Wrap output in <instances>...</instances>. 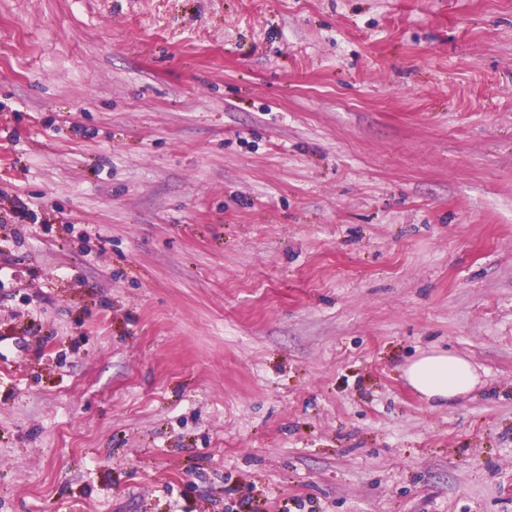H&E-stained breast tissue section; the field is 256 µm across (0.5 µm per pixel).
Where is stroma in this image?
I'll list each match as a JSON object with an SVG mask.
<instances>
[{
	"label": "stroma",
	"instance_id": "35a3bbf8",
	"mask_svg": "<svg viewBox=\"0 0 512 512\" xmlns=\"http://www.w3.org/2000/svg\"><path fill=\"white\" fill-rule=\"evenodd\" d=\"M0 512H512V0H0ZM404 374L415 390L435 401L465 395L477 382L474 368L466 358L443 352L419 356Z\"/></svg>",
	"mask_w": 512,
	"mask_h": 512
}]
</instances>
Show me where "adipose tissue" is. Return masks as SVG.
<instances>
[{
  "label": "adipose tissue",
  "mask_w": 512,
  "mask_h": 512,
  "mask_svg": "<svg viewBox=\"0 0 512 512\" xmlns=\"http://www.w3.org/2000/svg\"><path fill=\"white\" fill-rule=\"evenodd\" d=\"M405 377L415 390L436 401L465 395L477 382L466 358L443 352L419 356L407 366Z\"/></svg>",
  "instance_id": "ef3b65f1"
}]
</instances>
